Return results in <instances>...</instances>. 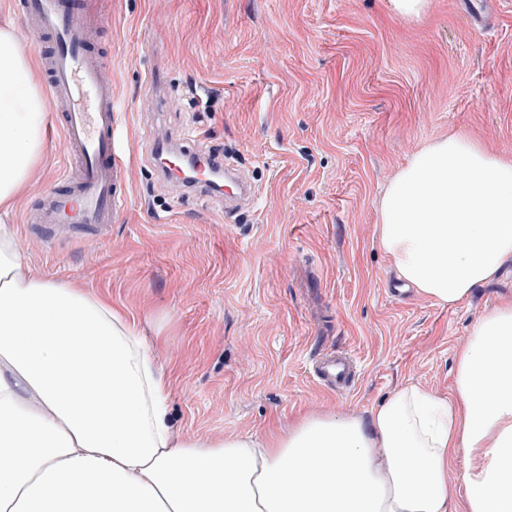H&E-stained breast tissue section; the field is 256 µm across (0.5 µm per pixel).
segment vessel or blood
<instances>
[{"instance_id": "1", "label": "vessel or blood", "mask_w": 512, "mask_h": 512, "mask_svg": "<svg viewBox=\"0 0 512 512\" xmlns=\"http://www.w3.org/2000/svg\"><path fill=\"white\" fill-rule=\"evenodd\" d=\"M19 40L43 46L49 104L60 123L67 157L76 164L65 191L46 195L31 218L35 224L94 227L107 236L119 223L126 198V167L116 146L118 108L112 93V69L91 48L93 16L77 0H19ZM184 152L170 153L164 176L183 192ZM257 199L249 181L237 183L226 213H236ZM312 374L332 390L349 389L356 364L346 351L316 360Z\"/></svg>"}]
</instances>
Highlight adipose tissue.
<instances>
[{"label": "adipose tissue", "instance_id": "adipose-tissue-1", "mask_svg": "<svg viewBox=\"0 0 512 512\" xmlns=\"http://www.w3.org/2000/svg\"><path fill=\"white\" fill-rule=\"evenodd\" d=\"M37 70L0 26V512H512V305L474 322L448 400L411 386L367 421L177 439L169 383L132 318L21 274L13 202L48 120ZM378 211L398 277L460 303L512 263V158L463 134L429 142Z\"/></svg>", "mask_w": 512, "mask_h": 512}]
</instances>
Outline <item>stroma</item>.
Returning <instances> with one entry per match:
<instances>
[{"instance_id":"1","label":"stroma","mask_w":512,"mask_h":512,"mask_svg":"<svg viewBox=\"0 0 512 512\" xmlns=\"http://www.w3.org/2000/svg\"><path fill=\"white\" fill-rule=\"evenodd\" d=\"M112 64L128 192L106 240L50 244L27 213L62 190L55 123L14 201L23 272L128 312L170 385L178 438L285 434L304 416H357L415 385L453 392L473 323L512 304V266L455 305L396 282L378 203L426 142L468 135L512 158V0H84ZM210 102L188 108V96ZM222 147L259 195L224 221L218 196L173 194L148 141ZM351 351L347 391L318 354ZM428 0H389L391 11L403 19H419L427 9ZM355 369L353 356L347 351H337L326 358L316 360L312 365V374L320 385L344 391L353 385Z\"/></svg>"}]
</instances>
